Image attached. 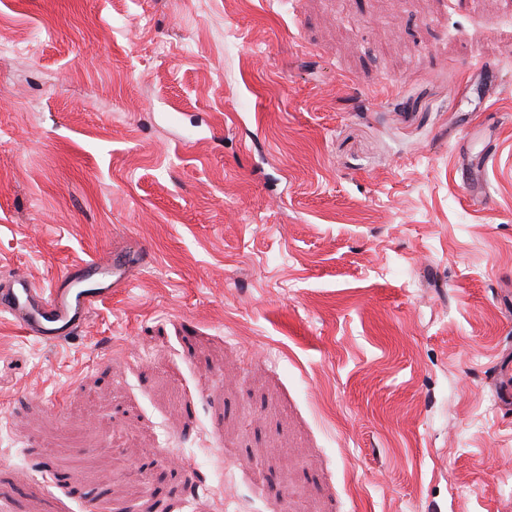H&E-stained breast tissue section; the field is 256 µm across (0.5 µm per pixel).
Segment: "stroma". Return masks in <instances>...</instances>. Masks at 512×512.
Returning a JSON list of instances; mask_svg holds the SVG:
<instances>
[{"label":"stroma","instance_id":"obj_1","mask_svg":"<svg viewBox=\"0 0 512 512\" xmlns=\"http://www.w3.org/2000/svg\"><path fill=\"white\" fill-rule=\"evenodd\" d=\"M0 43V281L150 251L68 341L0 315V512H512V0H0Z\"/></svg>","mask_w":512,"mask_h":512}]
</instances>
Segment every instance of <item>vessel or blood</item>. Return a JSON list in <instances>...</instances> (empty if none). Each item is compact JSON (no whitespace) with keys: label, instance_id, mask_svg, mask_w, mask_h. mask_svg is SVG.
<instances>
[{"label":"vessel or blood","instance_id":"1","mask_svg":"<svg viewBox=\"0 0 512 512\" xmlns=\"http://www.w3.org/2000/svg\"><path fill=\"white\" fill-rule=\"evenodd\" d=\"M141 247L67 269L50 289L37 287L25 274L0 283V313L13 317L25 335L45 344L72 338L95 306L126 287L140 267Z\"/></svg>","mask_w":512,"mask_h":512}]
</instances>
